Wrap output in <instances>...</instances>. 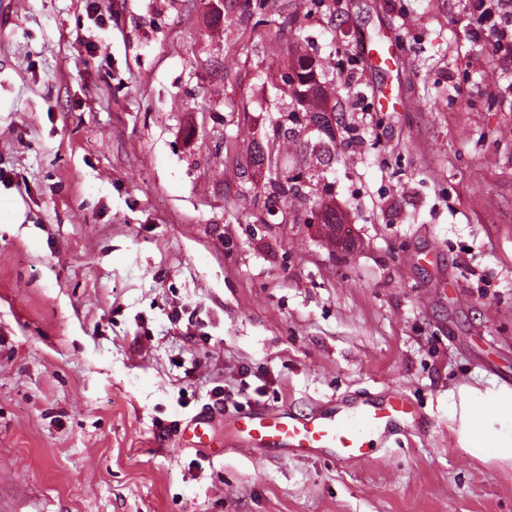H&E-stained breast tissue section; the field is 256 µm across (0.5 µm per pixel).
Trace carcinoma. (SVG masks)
<instances>
[{"instance_id":"obj_1","label":"carcinoma","mask_w":512,"mask_h":512,"mask_svg":"<svg viewBox=\"0 0 512 512\" xmlns=\"http://www.w3.org/2000/svg\"><path fill=\"white\" fill-rule=\"evenodd\" d=\"M331 10V0H309L301 10L294 0H284L272 8L268 0H217L208 13L213 27L224 22V13L239 12L243 23L254 31L265 28L282 52L288 64L277 70L273 62L265 57L258 45L243 46L246 53L256 58V68L270 81L274 93L276 117L272 133L261 141H253L248 164L263 178L262 184L253 187L254 198L263 199L262 210L254 215L256 222L266 223L264 216L278 211L277 219L290 224H301L306 211L321 213V224L332 236H337L340 218L331 200L318 195L310 183L314 163L338 151L336 144V77H330L321 61L308 53L293 48L304 31V20L313 14V9ZM293 148L305 157V166L299 172L309 174L306 181L290 176L291 169L282 164V159Z\"/></svg>"}]
</instances>
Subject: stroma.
<instances>
[{
	"label": "stroma",
	"mask_w": 512,
	"mask_h": 512,
	"mask_svg": "<svg viewBox=\"0 0 512 512\" xmlns=\"http://www.w3.org/2000/svg\"><path fill=\"white\" fill-rule=\"evenodd\" d=\"M239 29L203 0H0V512H512V459L451 417L460 387L512 388V64L464 0L309 17L329 71L403 43L340 77L337 245L253 221L273 90L225 80ZM219 389L296 415L398 392L420 424L360 459L211 457L177 427L223 436Z\"/></svg>",
	"instance_id": "stroma-1"
}]
</instances>
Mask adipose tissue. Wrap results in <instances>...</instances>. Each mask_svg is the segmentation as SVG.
Instances as JSON below:
<instances>
[{
    "label": "adipose tissue",
    "mask_w": 512,
    "mask_h": 512,
    "mask_svg": "<svg viewBox=\"0 0 512 512\" xmlns=\"http://www.w3.org/2000/svg\"><path fill=\"white\" fill-rule=\"evenodd\" d=\"M458 434L473 453L512 458V388L501 385L459 392Z\"/></svg>",
    "instance_id": "1"
}]
</instances>
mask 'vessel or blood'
<instances>
[{
    "label": "vessel or blood",
    "instance_id": "vessel-or-blood-1",
    "mask_svg": "<svg viewBox=\"0 0 512 512\" xmlns=\"http://www.w3.org/2000/svg\"><path fill=\"white\" fill-rule=\"evenodd\" d=\"M410 416L404 400L393 397L381 404L365 403L330 415L253 410L234 416L227 428L233 436L258 448L283 447L297 455L327 449L337 457L351 459L365 453L373 436ZM184 431L192 447L210 451L217 445L209 417L191 419Z\"/></svg>",
    "mask_w": 512,
    "mask_h": 512
}]
</instances>
